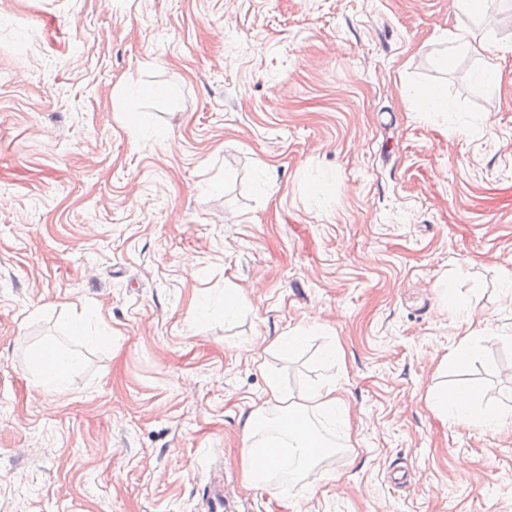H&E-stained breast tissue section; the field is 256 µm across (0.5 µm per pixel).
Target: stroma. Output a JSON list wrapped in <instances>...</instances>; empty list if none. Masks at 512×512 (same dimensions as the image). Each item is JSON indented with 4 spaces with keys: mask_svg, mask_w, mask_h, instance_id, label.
Segmentation results:
<instances>
[{
    "mask_svg": "<svg viewBox=\"0 0 512 512\" xmlns=\"http://www.w3.org/2000/svg\"><path fill=\"white\" fill-rule=\"evenodd\" d=\"M506 3L490 29L450 0H0V512H206L214 481L229 512H512V425L426 398L473 379L512 406V54L440 63L461 28L512 43ZM130 83L166 90L140 129ZM435 84L447 114L417 111ZM48 343L79 354L61 392ZM269 371L335 383L351 430L256 487ZM309 337V330L303 327H295L276 336L271 343V348L278 351L297 350ZM77 364L76 356L57 351L53 346H45L33 360L38 381L43 389L49 392L63 391L68 384L70 373Z\"/></svg>",
    "mask_w": 512,
    "mask_h": 512,
    "instance_id": "stroma-1",
    "label": "stroma"
}]
</instances>
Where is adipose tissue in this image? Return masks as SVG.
<instances>
[{
    "instance_id": "1",
    "label": "adipose tissue",
    "mask_w": 512,
    "mask_h": 512,
    "mask_svg": "<svg viewBox=\"0 0 512 512\" xmlns=\"http://www.w3.org/2000/svg\"><path fill=\"white\" fill-rule=\"evenodd\" d=\"M77 364L76 356L51 346L44 347L33 360L38 381L49 392L63 391ZM482 394L481 384L475 382L451 390H430L428 399L440 416L460 424L488 429L512 424V413L479 406ZM266 395V404L254 407L247 415L241 435L245 476L257 487L279 474L312 468L334 446L325 428L343 430L350 426L349 410L335 385L314 386L294 396L270 376Z\"/></svg>"
}]
</instances>
